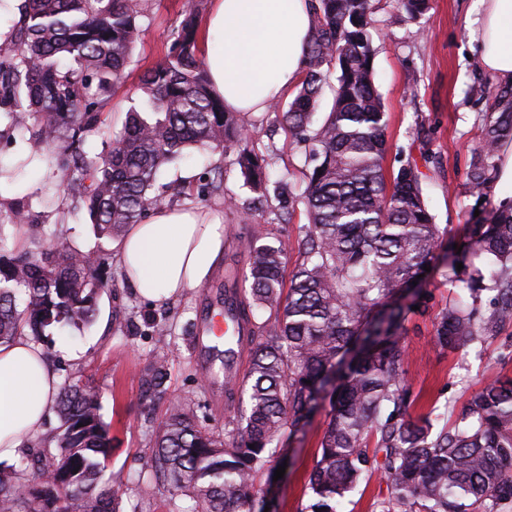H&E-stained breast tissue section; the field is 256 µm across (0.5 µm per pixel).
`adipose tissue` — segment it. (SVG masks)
<instances>
[{
  "mask_svg": "<svg viewBox=\"0 0 512 512\" xmlns=\"http://www.w3.org/2000/svg\"><path fill=\"white\" fill-rule=\"evenodd\" d=\"M470 39L483 68L512 82V0H475ZM314 25L309 0H211L203 23L205 63L231 112L266 111L303 77ZM221 212L154 208L129 225L115 246L126 282L144 302L181 297L224 264ZM60 377L40 343L28 336L0 346V461L14 458L55 405Z\"/></svg>",
  "mask_w": 512,
  "mask_h": 512,
  "instance_id": "ef3b65f1",
  "label": "adipose tissue"
}]
</instances>
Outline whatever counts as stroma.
Here are the masks:
<instances>
[{"label": "stroma", "instance_id": "stroma-1", "mask_svg": "<svg viewBox=\"0 0 512 512\" xmlns=\"http://www.w3.org/2000/svg\"><path fill=\"white\" fill-rule=\"evenodd\" d=\"M185 0H142L140 35L123 79L115 83L103 107L112 132L122 128L125 114L138 97L144 71L162 59L168 35L181 19ZM474 0H430L429 9L410 17L396 0H371L368 32L375 49V85L386 111L388 151L385 166L398 169L415 162L422 172V187L436 224L446 228V248L437 253L435 267L420 283L425 312L407 313L401 334L407 345L403 378L412 414L434 412L442 422L455 423L470 397L487 380L512 377V321L487 337L480 354L462 355L434 348L432 336L449 302L467 299V290L448 280L449 244L460 241L475 206L466 187L472 153L481 137L482 115L488 102L468 94L470 84L496 85L482 69L470 45L468 25L475 21ZM249 146L269 161L273 172L292 185H301L308 150L291 137L273 112L243 117ZM33 143L18 131H0V174L10 176L18 194L27 196L31 211L43 219L48 240L83 251L99 250L102 286L97 316L80 329L55 333L44 350L59 374L70 375L98 389L101 415L112 436L108 471L123 512H194V501L158 491L148 497L143 482L153 474L154 433L164 417L168 400L188 398L198 405L199 420L215 430L234 414L238 398L224 392V364L212 347L194 348L193 333L202 332L208 318L223 312L226 289H241L250 240L247 224H266L280 240L288 267L300 255L299 228L307 222L304 208H296L290 223L276 218L275 197L261 198L245 185L234 154L196 152L187 160L164 167L155 193L164 205H204L224 212L228 237L221 270L203 287L174 302L154 306L140 301L122 277L112 242L96 239L85 212L71 197L60 194L48 204L47 185H65L60 161L37 160L24 166L21 155ZM224 168V193L199 200L198 191L214 166ZM235 207H225V199ZM165 321L170 334L158 343L149 333L155 321ZM164 348L170 365L166 393L150 394L145 379L153 352ZM329 404H322L307 425L288 442L289 464L283 478L269 483L271 512H311L315 498L309 473L319 452L328 420Z\"/></svg>", "mask_w": 512, "mask_h": 512}]
</instances>
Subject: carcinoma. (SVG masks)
<instances>
[{"instance_id":"obj_1","label":"carcinoma","mask_w":512,"mask_h":512,"mask_svg":"<svg viewBox=\"0 0 512 512\" xmlns=\"http://www.w3.org/2000/svg\"><path fill=\"white\" fill-rule=\"evenodd\" d=\"M198 0H186L164 59L141 79L139 107L128 113L112 149L91 156L85 144L103 136L101 108L129 63L138 36L141 0H24L9 43L0 46V118L50 156H62L67 191L86 211L97 239H112L137 224L162 199L151 194L162 168L191 150L235 153L240 173L261 194L274 188L281 215L305 208L300 261L283 294L286 258L266 224L248 227L247 299L236 303L258 338L242 380L226 391L241 406L220 434L198 421L196 404L170 401L155 428L153 495L189 494L196 512H264L257 478L272 472L284 439L312 414L331 379L320 453L309 475L313 509L337 507L368 476L385 481L379 512H512V379L494 378L468 401L452 426L433 413H410L402 377L407 346L402 312L391 307L418 280L443 243L415 165L387 182L385 106L374 85L368 34L370 0H317L306 75L281 119L301 143L312 145L313 166L296 192L271 181L265 159L248 147L246 128L211 89L199 56ZM333 106L318 127L310 116L331 72ZM468 93L489 101L482 139L467 173L482 199L493 184L501 148L512 142V83H484ZM224 168L200 193L223 189ZM14 222L30 227L31 246L0 240V345L22 333L37 341L79 328L96 316L101 285L95 252L36 242L39 216L25 197L0 202ZM463 260L479 253L488 274L466 282L471 303L444 308L433 336L441 350L467 354L504 320H512V209L495 208L460 243ZM493 294L488 318L478 315ZM168 357L153 355L150 385L166 391ZM99 392L70 375L61 378L51 439L29 437L35 454L0 465V512H122L106 478L112 438L100 414ZM376 438L367 447L368 437Z\"/></svg>"}]
</instances>
